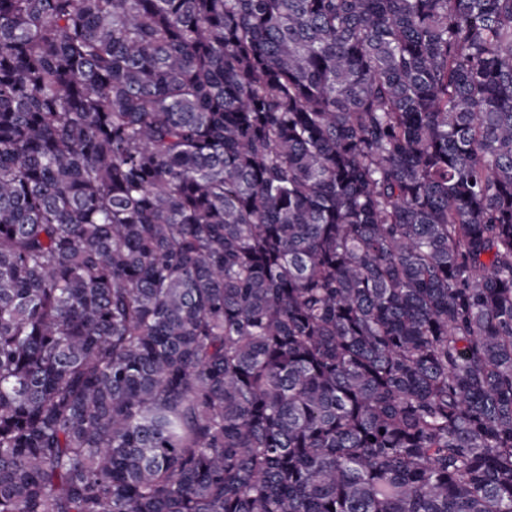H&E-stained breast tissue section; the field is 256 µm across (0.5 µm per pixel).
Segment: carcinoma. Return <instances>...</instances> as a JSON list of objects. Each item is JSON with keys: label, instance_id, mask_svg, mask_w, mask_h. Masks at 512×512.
<instances>
[{"label": "carcinoma", "instance_id": "carcinoma-1", "mask_svg": "<svg viewBox=\"0 0 512 512\" xmlns=\"http://www.w3.org/2000/svg\"><path fill=\"white\" fill-rule=\"evenodd\" d=\"M0 512H512V0H0Z\"/></svg>", "mask_w": 512, "mask_h": 512}]
</instances>
